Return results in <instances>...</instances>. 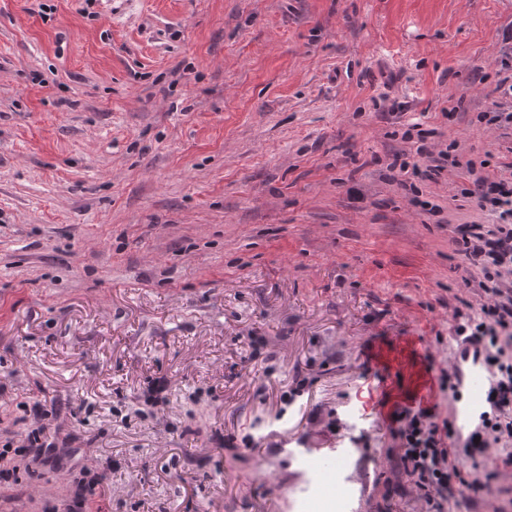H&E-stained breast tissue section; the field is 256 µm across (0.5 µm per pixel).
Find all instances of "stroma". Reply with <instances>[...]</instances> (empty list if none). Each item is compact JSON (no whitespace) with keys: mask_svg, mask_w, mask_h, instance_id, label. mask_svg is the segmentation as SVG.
<instances>
[{"mask_svg":"<svg viewBox=\"0 0 512 512\" xmlns=\"http://www.w3.org/2000/svg\"><path fill=\"white\" fill-rule=\"evenodd\" d=\"M32 2L0 0V512H293L302 442L382 512L389 420L357 395L441 403L478 218L456 169L431 215L387 166L416 121L512 162L478 119L512 0ZM31 397L68 405L60 470L24 449Z\"/></svg>","mask_w":512,"mask_h":512,"instance_id":"35a3bbf8","label":"stroma"}]
</instances>
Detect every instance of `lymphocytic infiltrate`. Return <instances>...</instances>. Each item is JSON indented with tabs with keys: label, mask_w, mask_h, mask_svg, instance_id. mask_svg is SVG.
<instances>
[{
	"label": "lymphocytic infiltrate",
	"mask_w": 512,
	"mask_h": 512,
	"mask_svg": "<svg viewBox=\"0 0 512 512\" xmlns=\"http://www.w3.org/2000/svg\"><path fill=\"white\" fill-rule=\"evenodd\" d=\"M430 134L442 140L444 132L434 128ZM457 148L443 140L435 152L420 145L391 164L412 192L418 182L436 181L455 166L469 181L463 196L488 218L457 225L451 239L455 253L477 272L465 285L479 304L456 310L452 330L462 358H473L486 373L487 407L460 449L450 444L452 421L433 407L401 408L388 426L395 446L387 457L402 493L416 495L420 512H448L449 501L460 495L471 505L485 504L512 469V177L476 169L457 156Z\"/></svg>",
	"instance_id": "obj_1"
}]
</instances>
